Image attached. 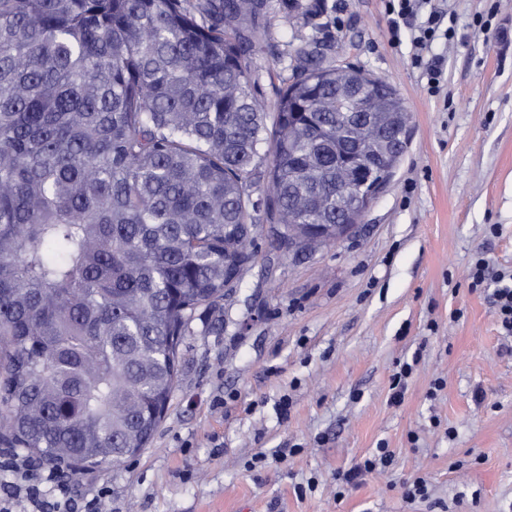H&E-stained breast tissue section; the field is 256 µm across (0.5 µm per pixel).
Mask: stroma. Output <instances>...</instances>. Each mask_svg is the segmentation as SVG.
<instances>
[{"label": "stroma", "mask_w": 512, "mask_h": 512, "mask_svg": "<svg viewBox=\"0 0 512 512\" xmlns=\"http://www.w3.org/2000/svg\"><path fill=\"white\" fill-rule=\"evenodd\" d=\"M448 13L432 95L408 32L392 41L384 0H268L254 61L265 105L310 43L397 89L407 149L341 244L285 252L255 236L238 288L190 323L151 443L122 466L67 476L78 493L107 484L112 512H512V336L468 279L480 254L512 270V38L479 28L512 34V0H448ZM409 360L392 405L390 377ZM381 443L391 471L337 497V472ZM280 448L295 451L283 464ZM415 475L429 497L408 504L393 484Z\"/></svg>", "instance_id": "35a3bbf8"}]
</instances>
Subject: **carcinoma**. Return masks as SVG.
<instances>
[{
	"instance_id": "obj_1",
	"label": "carcinoma",
	"mask_w": 512,
	"mask_h": 512,
	"mask_svg": "<svg viewBox=\"0 0 512 512\" xmlns=\"http://www.w3.org/2000/svg\"><path fill=\"white\" fill-rule=\"evenodd\" d=\"M266 10L0 0L1 444L74 473L140 452L258 220L287 248L336 223V68L300 50L266 112Z\"/></svg>"
}]
</instances>
